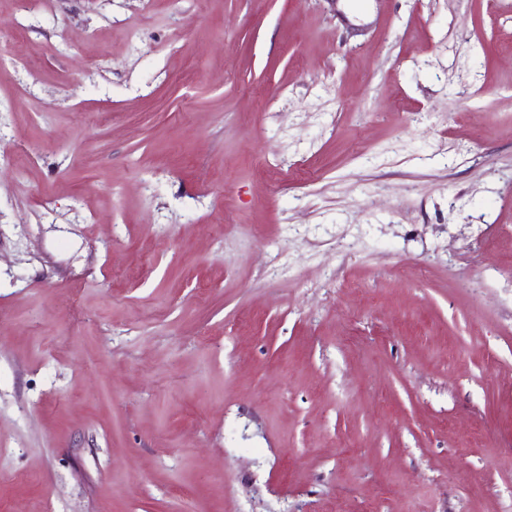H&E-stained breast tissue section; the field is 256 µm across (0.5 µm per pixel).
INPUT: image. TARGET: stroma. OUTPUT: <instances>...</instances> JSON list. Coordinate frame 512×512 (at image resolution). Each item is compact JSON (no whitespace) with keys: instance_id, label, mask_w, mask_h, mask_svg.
<instances>
[{"instance_id":"35a3bbf8","label":"stroma","mask_w":512,"mask_h":512,"mask_svg":"<svg viewBox=\"0 0 512 512\" xmlns=\"http://www.w3.org/2000/svg\"><path fill=\"white\" fill-rule=\"evenodd\" d=\"M0 0V512H512V0Z\"/></svg>"}]
</instances>
